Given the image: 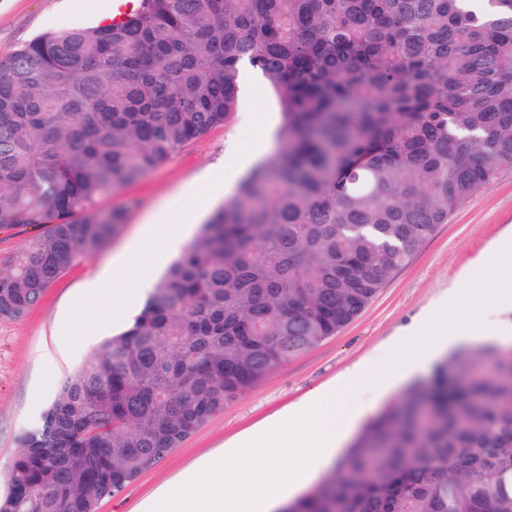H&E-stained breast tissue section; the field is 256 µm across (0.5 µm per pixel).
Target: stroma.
Wrapping results in <instances>:
<instances>
[{
    "instance_id": "stroma-1",
    "label": "stroma",
    "mask_w": 512,
    "mask_h": 512,
    "mask_svg": "<svg viewBox=\"0 0 512 512\" xmlns=\"http://www.w3.org/2000/svg\"><path fill=\"white\" fill-rule=\"evenodd\" d=\"M103 2L0 0V59L37 35L101 24ZM281 121L273 96L262 86H254L250 95L242 97L229 123L101 198L100 211H126L118 235L94 257L76 262L24 317L0 320V494L6 490V475L20 450V437L42 422L32 414V407L47 409L61 384L87 358L83 352L68 359L54 356L57 337L98 334L107 340L124 330L123 324L111 323L110 307L104 300L88 301L81 318L68 321L87 282L112 254L124 248L140 225L155 217L199 230L205 219L190 213L184 195L203 188L205 177L216 165L228 171L242 163L251 167L278 148L276 132ZM507 238H512V166L502 167L448 223L439 225L355 321L238 395L123 492L103 500L97 512H137L143 500L200 458L220 447H231L243 434L269 427L284 412L299 409L313 396L335 387L341 391L336 424L346 427L347 438H354L397 392L391 389L372 395L361 387L344 389L348 371L381 353L425 309L459 296L464 277L478 273L489 247ZM359 407L364 410L361 419L349 421V414Z\"/></svg>"
}]
</instances>
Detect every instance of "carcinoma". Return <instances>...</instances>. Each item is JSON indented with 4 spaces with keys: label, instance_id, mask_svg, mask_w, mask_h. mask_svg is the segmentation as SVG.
Returning <instances> with one entry per match:
<instances>
[{
    "label": "carcinoma",
    "instance_id": "obj_1",
    "mask_svg": "<svg viewBox=\"0 0 512 512\" xmlns=\"http://www.w3.org/2000/svg\"><path fill=\"white\" fill-rule=\"evenodd\" d=\"M143 2L0 59V230H40L0 270V319L117 234L100 197L230 120L247 68L281 147L62 383L0 512H97L357 318L512 165V0ZM489 356L492 378L469 372ZM283 512H512V353L447 357Z\"/></svg>",
    "mask_w": 512,
    "mask_h": 512
}]
</instances>
